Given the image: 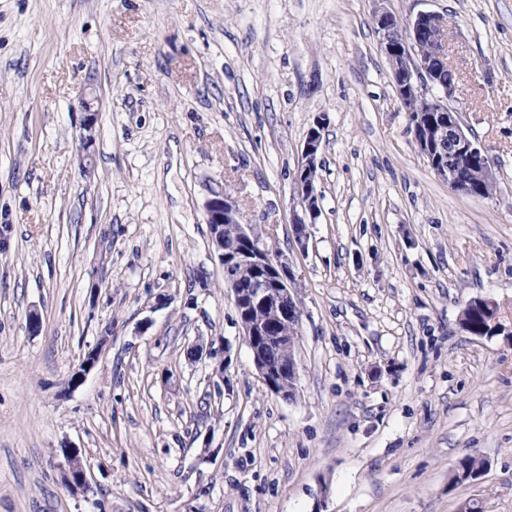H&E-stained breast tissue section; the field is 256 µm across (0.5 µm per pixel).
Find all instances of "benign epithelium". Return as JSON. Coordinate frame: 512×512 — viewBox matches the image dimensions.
<instances>
[{
  "label": "benign epithelium",
  "mask_w": 512,
  "mask_h": 512,
  "mask_svg": "<svg viewBox=\"0 0 512 512\" xmlns=\"http://www.w3.org/2000/svg\"><path fill=\"white\" fill-rule=\"evenodd\" d=\"M379 45L387 57L397 97L402 107L414 112L413 102H426L432 115L410 118L419 153L434 174L448 182L455 192L468 195V184L458 180L457 166L473 153L482 154L483 178L491 188L496 173L482 148L464 128L460 112L450 105L458 91V74L448 59V17L436 12H420L408 24H402L387 10L374 16ZM86 116L84 147L92 144L90 135L97 112L87 100L81 101ZM325 118L318 117L308 130L301 162L293 183L290 211L297 242L306 248L307 226L320 213L318 169ZM206 221L218 258L224 268V283L231 290L242 336L248 345L254 367L267 388L284 399L296 394L298 366L294 356L303 309L292 269L278 254L270 253L252 225L245 223L236 201L217 192L205 205ZM237 225V237H224V225ZM101 347L89 351L69 385H80L97 365ZM65 485L72 491L88 488L86 464L79 454L65 450Z\"/></svg>",
  "instance_id": "1"
}]
</instances>
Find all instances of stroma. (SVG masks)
I'll return each instance as SVG.
<instances>
[{
  "label": "stroma",
  "instance_id": "35a3bbf8",
  "mask_svg": "<svg viewBox=\"0 0 512 512\" xmlns=\"http://www.w3.org/2000/svg\"><path fill=\"white\" fill-rule=\"evenodd\" d=\"M381 8L447 15L493 197L417 151ZM216 191L300 286L294 400L240 336ZM476 297L512 320V0H0V512H512V336L460 328ZM468 455L483 476L452 483ZM325 120L324 116H320L309 128L301 151V162L293 183L290 224H293L297 242L302 248L307 244L308 224H315L320 213L321 195L318 191V169ZM64 449L67 465V469H65L64 473L65 485L72 491L87 490L86 464L76 451L67 448Z\"/></svg>",
  "mask_w": 512,
  "mask_h": 512
}]
</instances>
